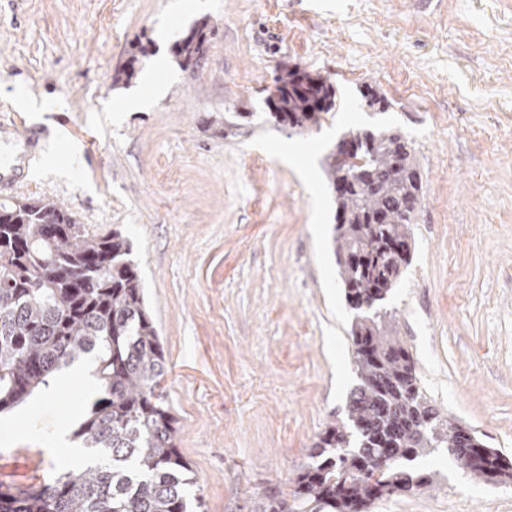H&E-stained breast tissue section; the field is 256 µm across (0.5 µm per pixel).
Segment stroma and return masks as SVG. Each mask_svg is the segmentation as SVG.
<instances>
[{"instance_id": "35a3bbf8", "label": "stroma", "mask_w": 512, "mask_h": 512, "mask_svg": "<svg viewBox=\"0 0 512 512\" xmlns=\"http://www.w3.org/2000/svg\"><path fill=\"white\" fill-rule=\"evenodd\" d=\"M201 22L206 58L183 68L171 47ZM295 66L336 89L304 132L268 116ZM133 95L146 106L116 111ZM4 112L40 146L0 204L54 201L130 240L205 512L291 491L346 417L354 313L322 162L352 128L402 133L421 169L412 259L386 301L420 386L512 457V0H0ZM97 397L52 383L0 412V490L25 481L20 448L41 481L80 468L53 441ZM415 466L436 481L368 512H512V482L473 480L444 451Z\"/></svg>"}]
</instances>
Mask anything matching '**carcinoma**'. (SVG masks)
Masks as SVG:
<instances>
[{
	"mask_svg": "<svg viewBox=\"0 0 512 512\" xmlns=\"http://www.w3.org/2000/svg\"><path fill=\"white\" fill-rule=\"evenodd\" d=\"M202 22L173 44L183 67L197 66L208 41ZM275 118L302 131L329 111L328 79L298 69L275 78ZM353 160L326 159L336 193L335 254L354 311L357 385L347 420L328 427L295 487L271 492L260 512H363L375 500L430 484L435 474L402 468L445 448L475 479L512 480V459L442 418L420 384L411 354L382 304L410 259L416 216L402 202L422 197L413 143L392 130L351 129ZM49 224L56 232L46 231ZM398 241L397 261L387 255ZM95 354L104 390L77 436L106 455L35 488L0 491V512H189L191 469L175 443L165 357L146 309L129 241L89 233L53 201L0 206V412L48 385L64 365Z\"/></svg>",
	"mask_w": 512,
	"mask_h": 512,
	"instance_id": "carcinoma-1",
	"label": "carcinoma"
}]
</instances>
